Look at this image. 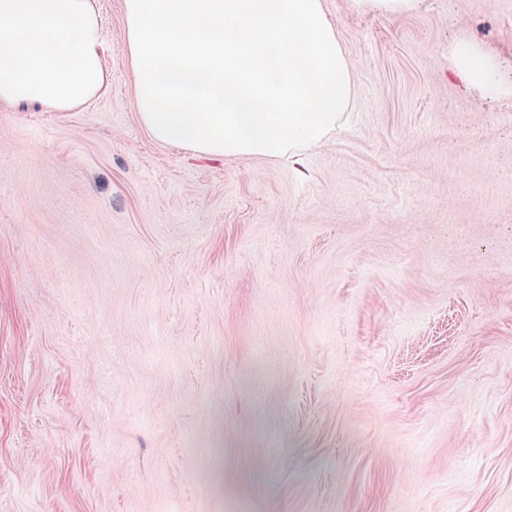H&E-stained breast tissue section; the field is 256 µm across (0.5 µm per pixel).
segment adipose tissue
<instances>
[{
    "instance_id": "obj_1",
    "label": "adipose tissue",
    "mask_w": 512,
    "mask_h": 512,
    "mask_svg": "<svg viewBox=\"0 0 512 512\" xmlns=\"http://www.w3.org/2000/svg\"><path fill=\"white\" fill-rule=\"evenodd\" d=\"M452 66L487 96L512 98L493 50L455 41ZM107 83L98 0H0V104L70 112Z\"/></svg>"
}]
</instances>
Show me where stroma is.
<instances>
[{
	"label": "stroma",
	"instance_id": "35a3bbf8",
	"mask_svg": "<svg viewBox=\"0 0 512 512\" xmlns=\"http://www.w3.org/2000/svg\"><path fill=\"white\" fill-rule=\"evenodd\" d=\"M0 107V512H512V0H325L356 95L302 166ZM359 4H366L373 9L386 10L393 13H402L419 9L424 0H353ZM452 67L490 98H512V81L503 78L499 57L493 50L457 40L452 49Z\"/></svg>",
	"mask_w": 512,
	"mask_h": 512
}]
</instances>
